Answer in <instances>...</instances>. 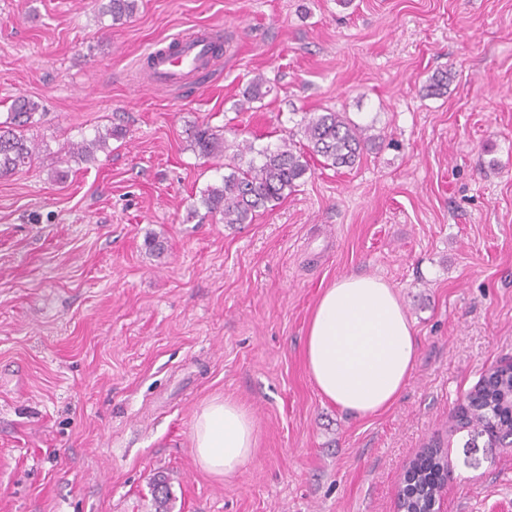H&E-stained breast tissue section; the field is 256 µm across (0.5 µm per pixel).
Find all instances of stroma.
<instances>
[{
  "label": "stroma",
  "mask_w": 512,
  "mask_h": 512,
  "mask_svg": "<svg viewBox=\"0 0 512 512\" xmlns=\"http://www.w3.org/2000/svg\"><path fill=\"white\" fill-rule=\"evenodd\" d=\"M107 4L0 0V121L40 106L33 163L0 176V512H155L159 480L170 512H397L433 444L444 512H512V448L454 420L512 356V0H138L119 23ZM198 27L224 42L209 83L138 85L142 53ZM258 74L270 94L237 111ZM324 110L374 127L360 162L311 160L250 224L191 215L217 177L196 125L260 148ZM111 126L93 158L66 156ZM353 273L395 289L419 343L365 417L303 357L321 290ZM216 396L257 431L228 478L191 448Z\"/></svg>",
  "instance_id": "35a3bbf8"
}]
</instances>
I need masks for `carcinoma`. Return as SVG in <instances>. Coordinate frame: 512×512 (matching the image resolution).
<instances>
[{"instance_id": "carcinoma-1", "label": "carcinoma", "mask_w": 512, "mask_h": 512, "mask_svg": "<svg viewBox=\"0 0 512 512\" xmlns=\"http://www.w3.org/2000/svg\"><path fill=\"white\" fill-rule=\"evenodd\" d=\"M136 7L137 0H109L107 13L112 21L119 22L132 17ZM263 84L260 76L251 81L243 93V101L238 103V110L244 111L246 105L263 99ZM447 87V75L437 73L429 78L425 89L429 96H440ZM38 111L37 102L18 97L13 100L6 120L0 121V176L33 161L37 144L26 136V131L34 124ZM297 126L305 140L300 146L288 137L274 147L267 145L257 149L247 140L235 145L230 163L225 165L229 173L220 175L201 192L206 212L229 226L250 224L257 213L275 206L295 191L298 180L310 170V158H322L326 167H351L374 139L368 134L370 126L353 122L345 112H305ZM121 134L122 129L117 126L104 134L97 131L91 139L71 143L68 154L89 159L94 150L107 146L109 138ZM192 143L198 156L208 159L225 157L230 149L224 130L208 124L195 127ZM468 397L469 401L460 406L457 419H465L468 426L486 434L495 445H511L512 374L490 368L468 392ZM435 468L433 458L426 456L417 462L412 479L423 483Z\"/></svg>"}]
</instances>
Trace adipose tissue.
<instances>
[{
    "label": "adipose tissue",
    "mask_w": 512,
    "mask_h": 512,
    "mask_svg": "<svg viewBox=\"0 0 512 512\" xmlns=\"http://www.w3.org/2000/svg\"><path fill=\"white\" fill-rule=\"evenodd\" d=\"M304 356L325 399L369 416L388 409L400 396L415 367L418 342L388 283L345 275L322 290L308 322ZM255 445L253 422L235 401L215 397L196 412L191 447L204 471L232 476Z\"/></svg>",
    "instance_id": "obj_1"
}]
</instances>
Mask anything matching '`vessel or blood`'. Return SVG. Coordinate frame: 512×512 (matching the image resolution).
<instances>
[{
    "instance_id": "vessel-or-blood-1",
    "label": "vessel or blood",
    "mask_w": 512,
    "mask_h": 512,
    "mask_svg": "<svg viewBox=\"0 0 512 512\" xmlns=\"http://www.w3.org/2000/svg\"><path fill=\"white\" fill-rule=\"evenodd\" d=\"M210 30L201 29L176 37L175 54L154 57L143 70L146 83L155 88L173 92L182 91L188 79L211 73L219 64L212 50Z\"/></svg>"
}]
</instances>
